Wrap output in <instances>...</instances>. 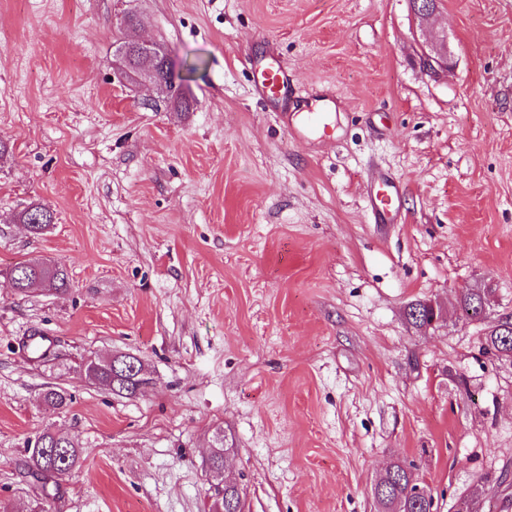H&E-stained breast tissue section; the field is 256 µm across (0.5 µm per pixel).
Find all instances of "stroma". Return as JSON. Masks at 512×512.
<instances>
[{"mask_svg":"<svg viewBox=\"0 0 512 512\" xmlns=\"http://www.w3.org/2000/svg\"><path fill=\"white\" fill-rule=\"evenodd\" d=\"M435 2L0 0L8 512H39L19 462L48 427L84 448L53 512H208L219 433L245 512H375L397 460L433 512L469 490L512 512V362L456 310L481 290L489 322L512 317V0ZM128 39L167 50L181 98L127 66ZM266 54L306 100L335 95L329 135L295 140L254 94ZM373 164L401 223L370 221ZM34 201L56 216L38 239L15 219ZM31 259L65 264L68 293L17 294ZM419 300L443 312L425 329ZM121 353L149 380L130 398L82 369Z\"/></svg>","mask_w":512,"mask_h":512,"instance_id":"stroma-1","label":"stroma"}]
</instances>
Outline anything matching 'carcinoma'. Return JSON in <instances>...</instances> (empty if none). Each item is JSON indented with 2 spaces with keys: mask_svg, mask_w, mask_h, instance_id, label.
Wrapping results in <instances>:
<instances>
[{
  "mask_svg": "<svg viewBox=\"0 0 512 512\" xmlns=\"http://www.w3.org/2000/svg\"><path fill=\"white\" fill-rule=\"evenodd\" d=\"M54 211L41 203H32L19 212L17 221L27 226L29 232L39 237L54 223ZM13 288L26 294L42 288L55 294H63L70 287L67 268L58 263L32 260L15 265L9 271ZM485 306V295L468 292L460 301L462 316L470 321L482 319L480 308ZM409 318L419 327L430 326L440 316V309L426 301L409 306ZM485 354L496 358L512 359V328L509 322L490 328L482 345ZM91 380L108 387L118 395L135 396L145 387L141 362L132 356L120 357L112 363L106 358L86 365ZM43 404L53 410L64 411L71 398L62 389L47 388L41 396ZM83 450L78 439L58 434L50 429L43 431L35 440L27 443L23 468L42 492L41 512H52L62 480L81 463ZM413 465L405 461L393 462L373 487L375 508L379 512H431L433 497L428 488L416 492L420 483L412 471ZM224 512H242L241 496L236 484L224 486Z\"/></svg>",
  "mask_w": 512,
  "mask_h": 512,
  "instance_id": "obj_1",
  "label": "carcinoma"
}]
</instances>
